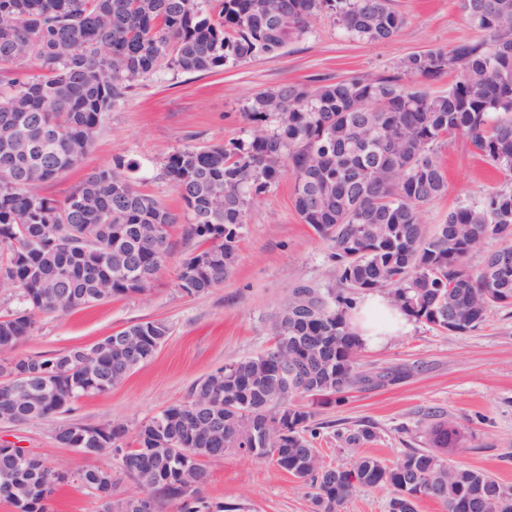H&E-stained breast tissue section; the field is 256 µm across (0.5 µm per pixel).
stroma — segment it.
<instances>
[{"label":"stroma","mask_w":512,"mask_h":512,"mask_svg":"<svg viewBox=\"0 0 512 512\" xmlns=\"http://www.w3.org/2000/svg\"><path fill=\"white\" fill-rule=\"evenodd\" d=\"M390 5L404 23L386 42L351 39L322 17L274 54L232 61L207 73L162 67L106 114L78 167L42 185L40 194L64 200L86 175L121 156L140 163V190L183 213L164 172L168 156L187 145L248 140L256 126L244 112L255 94L282 84L310 87L322 78L395 76L410 54L444 51L478 36L463 19L457 0H390ZM437 157L448 190L425 206V224L442 222L457 205L480 201L503 182L461 141L442 140ZM293 192L294 177L287 171L250 200L238 264L223 285L201 295L176 288L181 261L198 247L185 226L177 224L170 230L167 266L145 294L115 297L66 315H41L38 333L15 347L17 357L59 353L91 346L136 322L159 321L169 328L154 357L108 392L81 397L70 412L46 419L0 421V444L43 457L66 474L48 500L47 512H102L101 499L80 477L86 470L116 465L114 455L90 456L59 446L54 440L59 426L120 424L127 430L123 447H134L138 427L186 401L195 381L272 344L271 321L292 288L323 292L332 286L327 243L301 221ZM358 363L362 371L389 372L393 378L349 390L340 400H305L314 413L315 445L325 464L345 466L360 453L395 463L410 449L428 447V428L451 419L461 439L449 449V459L512 487V307L491 309L481 325L461 336L410 322L383 347L361 349ZM364 426L371 427L373 439L349 445L347 436ZM208 468L210 480L202 495L212 504L236 512L316 510L309 489L273 461L229 454Z\"/></svg>","instance_id":"35a3bbf8"}]
</instances>
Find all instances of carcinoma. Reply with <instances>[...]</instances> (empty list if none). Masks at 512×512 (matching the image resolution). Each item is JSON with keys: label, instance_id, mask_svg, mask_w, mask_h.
Returning a JSON list of instances; mask_svg holds the SVG:
<instances>
[{"label": "carcinoma", "instance_id": "1", "mask_svg": "<svg viewBox=\"0 0 512 512\" xmlns=\"http://www.w3.org/2000/svg\"><path fill=\"white\" fill-rule=\"evenodd\" d=\"M477 40L448 51L405 57L402 76L359 77L313 87L283 85L256 94L246 109L259 125L246 141L184 146L165 172L190 216L186 232L199 246L180 265L176 287L200 295L224 284L238 262L240 230L250 197L295 178L294 206L329 246L341 287L327 294L300 286L272 320L274 342L232 360L196 381L187 401L141 424L136 447L123 450L126 429L116 425L61 426L56 442L83 453L115 454L116 468L89 469L86 487L104 500L103 512H138L134 497L116 499L119 476L140 485L156 512L160 499L197 512L210 460L243 447L254 434L261 448L279 449L276 464L311 489L317 512H340L360 488L393 489L391 512H417V484L437 488L431 499L444 512H512L494 496L504 488L490 474L447 458L460 429L443 421L429 447L389 465L358 456L348 467L323 463L315 447L308 396L342 395L383 382L360 371L362 342L351 323L356 300L380 293L410 319L461 336L494 306L512 305V0H458ZM0 0V72L34 70L0 86V141L21 139L26 152L0 150V278L16 288L19 306L0 317V354L38 332L42 314H66L117 296L143 294L170 257L169 235L179 216L140 191L139 165L115 157L82 179L62 202L34 192L75 167L90 150L107 112L125 101L142 78L167 64L183 73L210 72L230 60L275 53L329 16L347 36L383 42L403 18L389 0ZM454 76L433 94L402 77ZM476 149L506 183L479 203L459 205L440 224L421 221V209L447 192L434 152L443 138ZM26 177L18 179L17 173ZM502 245L474 268L471 257L488 241ZM125 265H113L116 256ZM306 295V316L291 315ZM138 337V357L110 347H74L0 362V421L21 424L67 412L81 396L103 393L148 362L168 327L148 321L126 327ZM317 336L320 344L299 364L306 388L291 385L271 397L258 384L288 351L286 340ZM56 380L48 399L10 394L13 376ZM287 429L283 441L265 439L266 419ZM18 490L0 488L17 512H46L45 501L64 476L47 460L29 456L16 475Z\"/></svg>", "mask_w": 512, "mask_h": 512}]
</instances>
